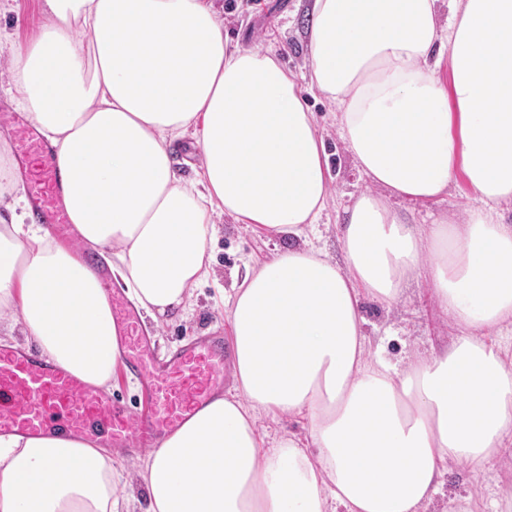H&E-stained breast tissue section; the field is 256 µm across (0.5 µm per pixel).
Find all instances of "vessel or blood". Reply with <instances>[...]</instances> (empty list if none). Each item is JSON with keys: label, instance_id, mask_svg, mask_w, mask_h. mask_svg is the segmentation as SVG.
I'll return each instance as SVG.
<instances>
[{"label": "vessel or blood", "instance_id": "vessel-or-blood-1", "mask_svg": "<svg viewBox=\"0 0 512 512\" xmlns=\"http://www.w3.org/2000/svg\"><path fill=\"white\" fill-rule=\"evenodd\" d=\"M0 128L14 139L17 173L32 215L46 224L53 239L73 240L77 232L64 203L53 146L19 113L1 112ZM96 274L108 289L121 366L142 382L139 410L130 412L111 391L68 373L35 347L1 345L0 435L62 434L126 455L161 447L216 395L224 394V369L232 359L227 342L197 337L158 355L138 310L109 289L107 269L97 268Z\"/></svg>", "mask_w": 512, "mask_h": 512}]
</instances>
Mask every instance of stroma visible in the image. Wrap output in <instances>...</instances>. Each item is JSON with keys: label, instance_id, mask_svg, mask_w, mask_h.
Masks as SVG:
<instances>
[{"label": "stroma", "instance_id": "35a3bbf8", "mask_svg": "<svg viewBox=\"0 0 512 512\" xmlns=\"http://www.w3.org/2000/svg\"><path fill=\"white\" fill-rule=\"evenodd\" d=\"M224 6V35L230 44L244 48L272 49L279 62L294 72L309 69L307 30L313 0H220ZM42 0H0V28L12 41L34 40L44 24ZM317 127L329 154L332 196L320 224L310 233V243L335 261L343 259V245L335 226L341 223L343 209L362 191L382 195L383 190L370 182L356 167L336 130L335 105L318 92L307 95ZM475 201L463 179L451 184L445 199L438 203L393 200L392 205L418 224L432 217L461 218ZM281 246L279 238L251 224H240L230 217L218 221V234L210 243L213 276L199 288L187 309L185 319L154 328L155 348L159 354L197 336H230L229 308L223 296L232 295L247 270L271 260ZM361 313L369 351L381 352L391 360L417 358L441 349L456 334L453 323L434 305L424 279H411L403 296L386 305L362 298ZM256 428L265 447H275L284 437L306 439L309 420L299 417L259 414ZM512 489V448L503 450L478 473L457 466L446 472L442 483L422 512H448V499L468 495L476 512H501L499 504Z\"/></svg>", "mask_w": 512, "mask_h": 512}]
</instances>
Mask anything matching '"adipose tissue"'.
Returning a JSON list of instances; mask_svg holds the SVG:
<instances>
[{
  "instance_id": "adipose-tissue-1",
  "label": "adipose tissue",
  "mask_w": 512,
  "mask_h": 512,
  "mask_svg": "<svg viewBox=\"0 0 512 512\" xmlns=\"http://www.w3.org/2000/svg\"><path fill=\"white\" fill-rule=\"evenodd\" d=\"M449 2L444 25L438 0L313 2L311 81L359 170L420 202L461 175L478 201L421 225L360 194L339 264L295 245L330 192L300 81L273 52L230 46L217 0H43L39 36L7 50L9 91L56 149L79 245L23 235L21 197L0 193V320L106 388L119 343L81 246L156 322L209 281L215 216L289 244L230 299L234 394L123 479L109 449L0 435V512H128V479L145 512H422L447 468L512 444V355L484 339L512 320V0ZM190 133L202 160L184 180L173 145ZM422 267L457 334L400 365L369 359L361 298L396 302ZM261 410L307 416L308 444L265 450Z\"/></svg>"
}]
</instances>
